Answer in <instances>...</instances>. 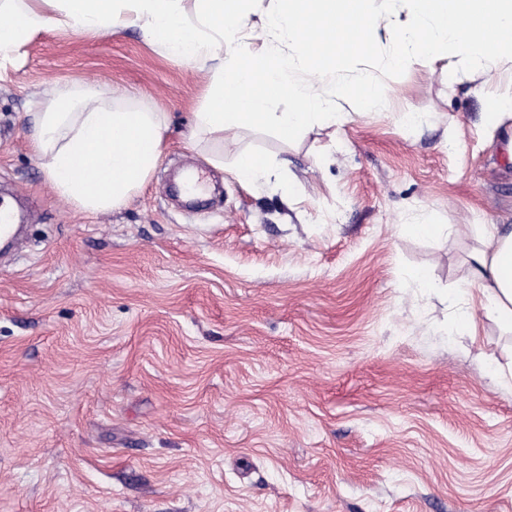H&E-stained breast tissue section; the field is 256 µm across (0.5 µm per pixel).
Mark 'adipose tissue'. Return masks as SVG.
Listing matches in <instances>:
<instances>
[{"label":"adipose tissue","mask_w":512,"mask_h":512,"mask_svg":"<svg viewBox=\"0 0 512 512\" xmlns=\"http://www.w3.org/2000/svg\"><path fill=\"white\" fill-rule=\"evenodd\" d=\"M407 17L384 26L373 0H282L252 39L239 40L254 0H0V56L20 53L51 27L108 33L133 13L147 42L165 54L209 68L206 107L194 115L192 139L223 142L259 125L291 140L316 124L341 125L331 96L344 92L343 72L374 54L373 32H389L390 66L434 64L448 56L492 80L512 62V0H401ZM288 111H274L277 100ZM32 149L55 193L88 213L123 205L156 167L169 131L164 113L114 104L99 91L57 88L48 109L32 115ZM467 293L485 315L512 331V225L484 224L470 255Z\"/></svg>","instance_id":"ef3b65f1"}]
</instances>
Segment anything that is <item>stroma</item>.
<instances>
[{
  "label": "stroma",
  "instance_id": "stroma-1",
  "mask_svg": "<svg viewBox=\"0 0 512 512\" xmlns=\"http://www.w3.org/2000/svg\"><path fill=\"white\" fill-rule=\"evenodd\" d=\"M373 39L344 80L380 95L336 97L344 125L222 145L188 138L208 73L138 27L0 60V187L34 214L0 260V512H512V334L455 327L477 228L512 225L506 136L467 63L392 68ZM65 84L167 115L112 211L60 199L31 148ZM244 151L292 189L241 183ZM429 215L449 232L400 233ZM419 267L434 294L405 287Z\"/></svg>",
  "mask_w": 512,
  "mask_h": 512
}]
</instances>
